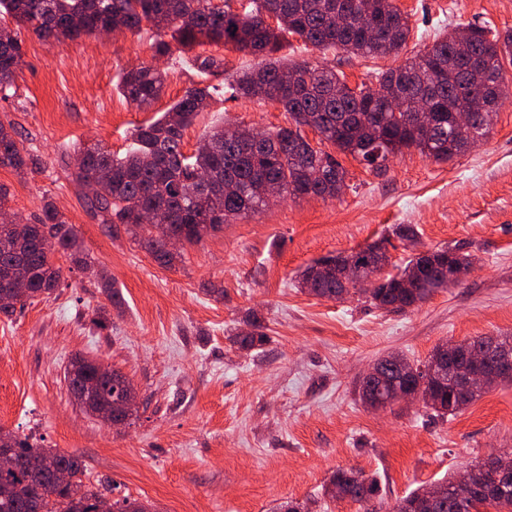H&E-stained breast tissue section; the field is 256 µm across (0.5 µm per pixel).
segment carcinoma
<instances>
[{"instance_id": "1", "label": "carcinoma", "mask_w": 512, "mask_h": 512, "mask_svg": "<svg viewBox=\"0 0 512 512\" xmlns=\"http://www.w3.org/2000/svg\"><path fill=\"white\" fill-rule=\"evenodd\" d=\"M249 4L250 8L238 11L229 0H0V26L14 25L13 35L0 39V97L4 99L14 89L15 76L24 64L22 28L42 40L62 42L109 26L136 33L146 23L158 33L153 43L157 56L171 54L170 41L164 39L169 34L171 41L184 47L205 40L222 42L262 58L258 66L238 74L230 89L237 98L280 104L289 126L266 132L259 141L250 128L238 127L227 135L224 127H215L203 136L210 149L200 147L186 154L183 133L212 98L210 87H194L158 119L137 127L133 145L124 156L115 157L99 146L80 152L77 178L83 183L97 182L91 208L101 223L110 231L119 224L126 226L163 267L173 266L180 257L165 248L168 231L184 234L188 245L199 244L206 235L266 206L263 194L268 186L277 188L281 198H336L346 185L348 172L335 155L312 145L304 128L314 129L320 142L332 144L370 170L383 169L387 156L410 148L446 162L470 149L469 137L448 121V109H468L478 94L488 105L504 95L503 61L512 60V31L500 34L485 26L471 28L466 59L458 58L455 46L443 36L420 56L378 75L377 88H352L332 68L290 66L265 57L279 51L289 36L322 49L367 56L397 54L410 37V26L394 0H249ZM365 8L380 17L382 39L390 47L367 40L356 27L357 14ZM271 15L284 23L270 27L266 19ZM336 15L346 19L343 26L331 24ZM289 69L298 74L292 87L282 80ZM163 85L159 71L139 66L125 73L122 91L130 103L148 107ZM396 91L407 102L405 110L384 111L382 99ZM424 98L437 114L428 130L413 126L407 118ZM312 164L321 170L316 181L308 176ZM39 165L38 156L18 145L14 128L0 123V166L21 175ZM156 208L169 213L168 225L140 223L141 211ZM44 233L58 240V251L69 255L75 265L87 266L75 227L63 219L53 202L45 201L36 223L0 224V295H8L7 284L16 279L28 280L32 300L58 286L61 269L53 262L54 253L41 246ZM389 261L386 248L375 242L315 262L304 271L302 285L314 296L344 300L358 295L379 308L405 311L449 288L448 268L467 270L472 265L470 255L458 248H437L384 276L382 287H364L363 282L380 274ZM247 324L253 333L234 337L245 350L267 338L257 315H250ZM432 359L431 355L415 363L399 353L384 357L388 373L384 393L404 382L428 389ZM67 379L73 391L90 381L96 383V397L102 403L127 392L122 377H108L97 361L79 355L69 361ZM484 393L482 389L463 395L438 386L430 399L423 400V407L441 416L455 415ZM2 436L10 441L15 466L0 471V512H97L104 498L101 491L86 488L80 498L72 499L49 476L37 477L30 469L32 458H48L78 479L84 472L78 456L42 448L26 436L0 429ZM475 473L477 480L465 499L454 493L460 478H450L436 484L443 493L432 505H427L430 490L426 488L396 502L393 512H512V473L501 475L488 463L478 465ZM330 484L335 489H326L327 494L358 503L371 500L379 490L375 478L353 468L336 470ZM112 512L156 510L148 502L124 497L112 502Z\"/></svg>"}]
</instances>
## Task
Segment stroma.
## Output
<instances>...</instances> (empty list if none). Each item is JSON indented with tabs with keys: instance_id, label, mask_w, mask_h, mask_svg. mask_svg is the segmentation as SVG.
Segmentation results:
<instances>
[{
	"instance_id": "35a3bbf8",
	"label": "stroma",
	"mask_w": 512,
	"mask_h": 512,
	"mask_svg": "<svg viewBox=\"0 0 512 512\" xmlns=\"http://www.w3.org/2000/svg\"><path fill=\"white\" fill-rule=\"evenodd\" d=\"M411 35L398 55L361 56L292 39L278 56L342 72L350 86L376 87V73L398 67L451 29L512 30V0H396ZM24 65L16 93L0 100V124L42 160L25 177L0 167L6 212L33 221L43 201L73 224L90 266L56 254L58 288L0 315V428L83 460L84 484L111 481L112 497L148 501L159 512H280L293 500L309 512H364L325 487L336 469L376 477L374 512H389L423 485L448 480L492 455H512V382L495 385L456 416L421 405L366 408L360 374L392 352L425 361L446 341L512 334V88L486 139L437 163L417 150L390 158L377 174L342 157L340 196L278 199L259 212L185 246L160 266L126 230L107 231L76 178L80 149L102 144L121 155L135 128L166 112L185 92L215 93L184 134V151L219 125L273 131L288 116L272 102L234 97L233 77L255 57L221 43L173 46L155 58L154 29L117 31L49 43L22 31ZM224 61L204 75L197 55ZM166 74L161 97L137 108L123 75L139 65ZM416 225L419 242L389 248L392 264L430 249L459 247L473 264L463 282L404 313L353 296L319 298L300 286L313 261L347 254ZM111 280L121 300L103 291ZM223 297L209 295V287ZM255 313L267 341L233 344ZM121 370L138 394L129 425L111 427L74 399L65 377L74 354Z\"/></svg>"
}]
</instances>
